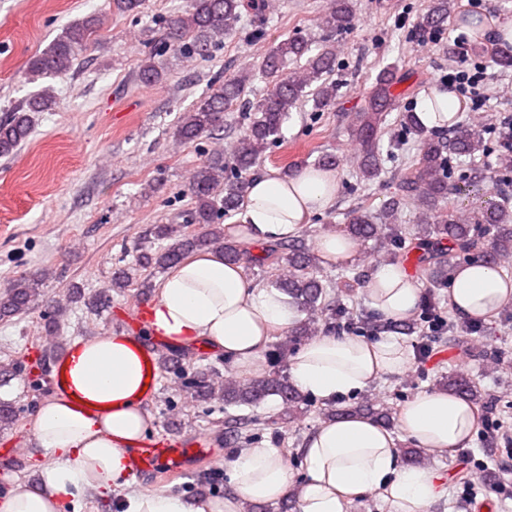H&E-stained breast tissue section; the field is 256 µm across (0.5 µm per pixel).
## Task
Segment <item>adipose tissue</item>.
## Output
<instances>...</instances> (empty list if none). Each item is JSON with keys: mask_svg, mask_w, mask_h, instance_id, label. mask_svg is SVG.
Listing matches in <instances>:
<instances>
[{"mask_svg": "<svg viewBox=\"0 0 512 512\" xmlns=\"http://www.w3.org/2000/svg\"><path fill=\"white\" fill-rule=\"evenodd\" d=\"M456 100L432 89L415 106L420 124L448 128ZM339 189L336 170L307 167L293 177L276 171L254 176L237 224L224 227L233 240L277 243L297 238L314 211L331 206ZM368 305L385 319L411 318L419 288L402 267L377 265L365 290ZM448 299L464 319L485 318L512 301V283L491 267L468 264L452 276ZM296 315L274 287L247 279L241 265L221 250L193 253L171 267L158 285L148 323L152 335L177 349L204 347L224 356L243 378L264 373L262 353L285 335ZM71 371L72 388H60L40 405L34 435L54 461L41 472L43 491L0 499V512H57L85 486L104 495L126 486L131 448L153 430L143 409L141 350L133 341L102 336L80 343ZM409 358L397 340L375 342L326 334L300 347L289 363V379L300 392L325 402L361 392L383 376L402 374ZM97 402L79 405L77 395ZM398 432L374 419L353 416L327 421L304 441L305 473L293 482L287 460L270 442L243 449L226 463L231 491L221 498H184L168 492L130 493L124 512H239L242 503H270L295 494L299 512H348L378 493L388 512H427L443 489L426 469L404 466L397 437L417 448L451 454L465 447L477 425L472 405L452 391L415 395L402 408Z\"/></svg>", "mask_w": 512, "mask_h": 512, "instance_id": "obj_1", "label": "adipose tissue"}]
</instances>
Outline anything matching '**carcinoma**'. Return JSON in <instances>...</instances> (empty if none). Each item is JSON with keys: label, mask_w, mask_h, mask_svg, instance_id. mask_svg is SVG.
<instances>
[{"label": "carcinoma", "mask_w": 512, "mask_h": 512, "mask_svg": "<svg viewBox=\"0 0 512 512\" xmlns=\"http://www.w3.org/2000/svg\"><path fill=\"white\" fill-rule=\"evenodd\" d=\"M144 0H109L112 8L122 14L140 12ZM245 0H189L188 9L167 22L168 39L161 51L176 52L184 57L208 59L224 46V36L231 34L241 18ZM451 0H433L428 12L419 18L417 28L423 35H433L441 21L448 17ZM354 16L353 0H334L331 9L319 17L323 32L321 45L312 52V40L299 30L271 46L263 55L260 72L269 85V94L257 101L243 99L245 87L253 77L245 69L224 80L209 95L197 100L179 117L174 130L176 141L195 142L216 134L224 128V113L238 110L243 120V134L233 152L210 153L191 173L188 183L190 209L184 224H158L152 233L159 246L139 248L137 263L117 265L112 269V287L125 288L136 279L141 268L164 270L180 261L184 255L199 248H219L224 259L232 263L258 266L281 288L297 310L305 315L288 328V336L267 355L270 369L249 382L224 376V358L203 368L197 365L202 357L183 351L177 357L161 352V365L174 383V389L162 392L160 403L167 411L179 409L191 400L208 415L222 403L224 408L248 407L255 411L270 399L281 401L280 417L292 422L307 405L306 398L289 383L285 372L287 354L291 348L322 333H334L345 326L365 323L362 316L350 311L342 299L328 297V284L323 282L320 260L303 240L270 243L252 248L224 238V219L242 209L249 188L250 174L260 164L268 149L282 140V127L291 110L302 103H311L312 117H318L336 100V82H328L336 73V36L347 31ZM458 25L467 29L475 41L481 40L482 17L463 13ZM101 17L87 16L70 26L41 53L27 64L30 80L55 77L69 71L76 56L88 50L94 42ZM158 52L142 60L140 79L154 84L162 73L154 62ZM295 64L288 69L289 64ZM397 67L389 65L379 72L364 105L355 113L349 135L358 145L356 174L361 181H373L383 171L387 160H394L395 150L409 135L421 143L420 152L412 164L398 175V193L384 203L374 215L359 208L348 216L344 234L353 241L374 242L373 252L387 261L413 255L417 270L434 288L448 279V269L454 258L469 264L495 267L501 259L512 257L511 196L500 195L481 210L464 214L451 201V196L485 179V158L494 157L498 172L512 173V145L491 144L485 134L492 127L474 123L448 137L436 140L419 126L411 112L399 117L400 134L383 145L388 115L397 107L392 92ZM54 107L51 88L46 87L31 97L26 107L0 121V157H8L28 140L32 130V114L48 112ZM417 209L416 226L420 231L411 235L398 223L408 205ZM60 277L57 272L42 270L33 274L21 273L0 292V320L23 315L45 296L46 281ZM78 296L68 291L49 300L42 314L49 334L62 329L64 316L72 311ZM50 354L38 358V372L27 375L24 397L26 406H34L51 390L49 375ZM440 383L474 405H483L484 398L477 387L464 375L444 377ZM325 418H344L352 414L370 416L389 425L388 406L362 401L355 405L320 409ZM21 413L11 403L0 402V429H12ZM217 436L240 448L261 441V427L276 423L259 415L227 416L215 419Z\"/></svg>", "instance_id": "1"}]
</instances>
